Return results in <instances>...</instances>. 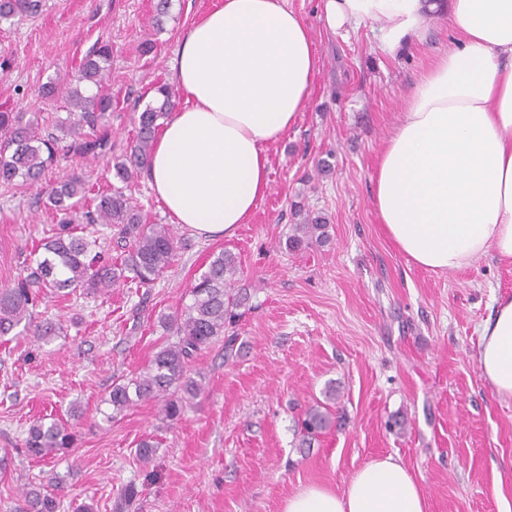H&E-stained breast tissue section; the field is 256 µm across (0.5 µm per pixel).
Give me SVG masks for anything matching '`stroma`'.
I'll return each instance as SVG.
<instances>
[{
  "instance_id": "35a3bbf8",
  "label": "stroma",
  "mask_w": 512,
  "mask_h": 512,
  "mask_svg": "<svg viewBox=\"0 0 512 512\" xmlns=\"http://www.w3.org/2000/svg\"><path fill=\"white\" fill-rule=\"evenodd\" d=\"M156 0H45L42 14L0 22V107L35 112L44 128L66 117L63 95L42 87L73 77L98 41L112 45V150L61 157L48 176H78L81 209L115 184L113 165L134 134L153 87L172 83L171 61L185 29L217 0H172L163 26ZM318 0H289L320 44L322 69L298 124L270 150L268 194L233 237L186 245L146 288L116 285L47 298L34 311L51 323L48 341H0V512H20L26 489L57 496L60 512H283L311 486L343 489L373 458L399 457L414 473L429 512H512V399L483 380L476 351L483 322L512 295V264L488 254L463 270L417 267L385 237L372 203L377 152L405 93L450 42L444 31L399 57L378 49L371 27L331 34ZM323 217L324 246L289 251L294 205ZM58 221L39 188L0 189V287L13 282ZM235 253L252 308L237 331L192 363L207 392L168 421L155 400L105 420L113 382L143 370L166 344L161 316L187 303V290L220 250ZM339 383L344 417L300 454L295 406L323 401ZM68 423L74 448L46 461L21 448L31 424ZM150 465L137 456L143 439ZM141 495L129 510L121 492Z\"/></svg>"
}]
</instances>
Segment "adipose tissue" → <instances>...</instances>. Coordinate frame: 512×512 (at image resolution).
<instances>
[{
    "instance_id": "obj_1",
    "label": "adipose tissue",
    "mask_w": 512,
    "mask_h": 512,
    "mask_svg": "<svg viewBox=\"0 0 512 512\" xmlns=\"http://www.w3.org/2000/svg\"><path fill=\"white\" fill-rule=\"evenodd\" d=\"M329 32L373 25L399 55L434 29L450 45L419 75L378 155L373 204L409 262L455 272L494 253L512 262V0H319ZM322 58L287 0H222L185 30L172 62L181 99L147 168L173 223L203 238L233 236L270 187V149L296 126ZM476 360L512 398V297L481 327ZM283 512H428L397 457L367 462L335 491L309 486Z\"/></svg>"
}]
</instances>
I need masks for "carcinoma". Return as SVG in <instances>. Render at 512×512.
<instances>
[{
    "mask_svg": "<svg viewBox=\"0 0 512 512\" xmlns=\"http://www.w3.org/2000/svg\"><path fill=\"white\" fill-rule=\"evenodd\" d=\"M41 0H0V21H21L38 14ZM112 46L102 44L84 58L78 75L60 86L42 91L51 98L55 90L65 92L69 115L56 125L61 135L45 133L36 118L24 120L14 112H0V186L11 189L20 182H37L60 151L87 155L107 151L110 146L108 117L112 112V93L106 88ZM177 103V93L168 84L155 87L153 100L137 116V131L122 159L115 163V176L129 185L147 168L161 121L168 118ZM85 196L84 184L74 178L51 186L48 198L56 214L58 227L44 239L46 253L34 265L25 266L26 274L0 288V338L49 336L51 328L34 324L33 308L41 299L67 288L87 294L100 293L120 282L144 287L157 279L174 258L179 239L168 224L143 223L142 209L116 187L97 196L94 210L81 215L88 226L102 224L117 232L128 248L117 262L106 255L102 233L96 229L79 234L73 226V214ZM329 240L326 225L314 221L294 225L286 248L298 250ZM243 270L237 256L229 251L212 254L207 269L189 291L190 303L174 315L161 317V324L174 341L161 347L150 365L127 381L115 383L106 403L120 413L140 400L160 402V412L171 421L193 408V401L204 392L201 376H192L190 364L204 349L224 340V353L233 352L238 336L234 334L241 317L240 309L250 300L247 289L238 287ZM327 404L307 408L298 419L297 433L303 445L331 423L329 404L337 403L339 391L330 385ZM75 433L66 424L53 420L38 421L28 429L23 452L33 459H52L73 447ZM27 512H57L59 503L51 494L37 490L25 493Z\"/></svg>",
    "mask_w": 512,
    "mask_h": 512,
    "instance_id": "cac0c4a2",
    "label": "carcinoma"
}]
</instances>
